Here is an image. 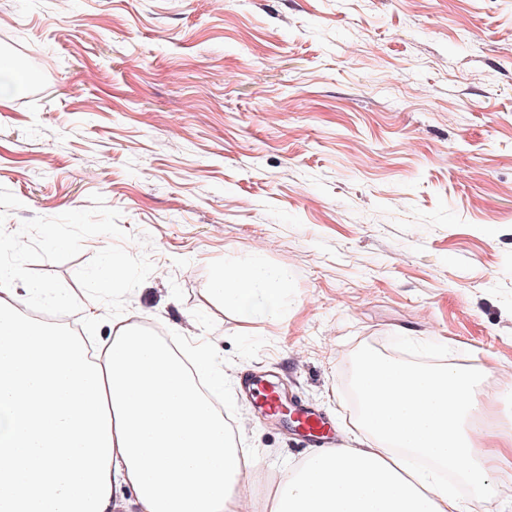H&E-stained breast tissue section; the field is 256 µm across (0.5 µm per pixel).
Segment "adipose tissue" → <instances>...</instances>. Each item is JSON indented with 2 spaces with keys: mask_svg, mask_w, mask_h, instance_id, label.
I'll return each instance as SVG.
<instances>
[{
  "mask_svg": "<svg viewBox=\"0 0 512 512\" xmlns=\"http://www.w3.org/2000/svg\"><path fill=\"white\" fill-rule=\"evenodd\" d=\"M286 270L225 267L210 291L241 321L278 320ZM41 283L0 265V512H253V465L199 391L224 390L212 342L196 339L194 372L140 324L115 312L93 361L80 339L18 313ZM482 373L362 356L356 445L314 451L278 482L264 512H467L444 483L410 467L430 460L474 490L512 468V435L479 421Z\"/></svg>",
  "mask_w": 512,
  "mask_h": 512,
  "instance_id": "adipose-tissue-1",
  "label": "adipose tissue"
}]
</instances>
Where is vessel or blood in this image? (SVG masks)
<instances>
[{"instance_id":"obj_1","label":"vessel or blood","mask_w":512,"mask_h":512,"mask_svg":"<svg viewBox=\"0 0 512 512\" xmlns=\"http://www.w3.org/2000/svg\"><path fill=\"white\" fill-rule=\"evenodd\" d=\"M241 386L244 391L257 395L262 415L288 413L295 431L309 447L333 448L339 445L340 439L327 415L300 400L288 399L276 383H266L246 375L241 379Z\"/></svg>"}]
</instances>
